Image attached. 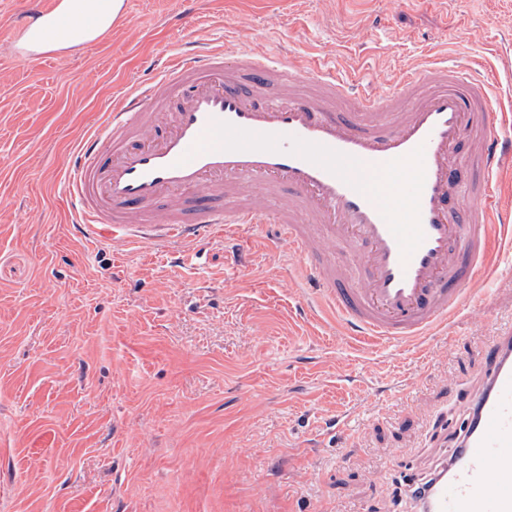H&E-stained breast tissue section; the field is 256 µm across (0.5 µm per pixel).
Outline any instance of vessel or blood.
Listing matches in <instances>:
<instances>
[{"mask_svg":"<svg viewBox=\"0 0 512 512\" xmlns=\"http://www.w3.org/2000/svg\"><path fill=\"white\" fill-rule=\"evenodd\" d=\"M486 71L447 59L388 84L213 46L102 113L62 191L95 245L165 251L270 224L321 312L368 347L447 333L512 246L491 198L512 166ZM411 512H512V329Z\"/></svg>","mask_w":512,"mask_h":512,"instance_id":"obj_1","label":"vessel or blood"}]
</instances>
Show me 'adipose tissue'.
<instances>
[{"label": "adipose tissue", "mask_w": 512, "mask_h": 512, "mask_svg": "<svg viewBox=\"0 0 512 512\" xmlns=\"http://www.w3.org/2000/svg\"><path fill=\"white\" fill-rule=\"evenodd\" d=\"M123 0H61L52 16L37 19L31 33L51 26L55 29L53 46L72 48L111 30L122 13Z\"/></svg>", "instance_id": "obj_1"}]
</instances>
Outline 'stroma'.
<instances>
[{
    "mask_svg": "<svg viewBox=\"0 0 512 512\" xmlns=\"http://www.w3.org/2000/svg\"><path fill=\"white\" fill-rule=\"evenodd\" d=\"M26 0H0V512H405L401 490L462 429L512 274L451 337L363 350L289 287L270 230L177 265L93 246L62 169L103 109L179 49L240 21L264 49L360 83L435 54L499 74L512 107V0H126L93 46L16 62ZM342 428L329 435L328 420Z\"/></svg>",
    "mask_w": 512,
    "mask_h": 512,
    "instance_id": "obj_1",
    "label": "stroma"
}]
</instances>
